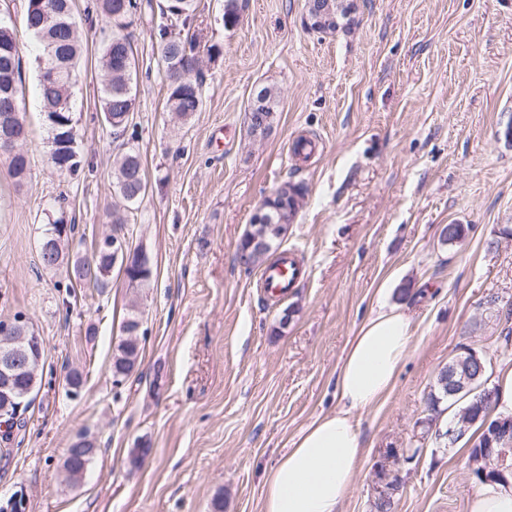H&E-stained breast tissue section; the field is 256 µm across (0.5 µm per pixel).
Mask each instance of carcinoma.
<instances>
[{
    "mask_svg": "<svg viewBox=\"0 0 512 512\" xmlns=\"http://www.w3.org/2000/svg\"><path fill=\"white\" fill-rule=\"evenodd\" d=\"M151 7V0H98L106 34L101 40L98 54L99 63L105 73L99 102L101 119L112 129L114 138L126 135L130 122L125 115L135 112L137 98V70L135 49L129 28L136 16ZM197 0H166L162 9L163 21L151 31L159 61L169 91L167 105L170 111L187 118L200 111L202 106L201 84L192 78L198 69L199 42L195 35H181L195 18ZM239 0H225L224 28L235 27L241 16ZM23 30L11 23L0 21V44L14 48V56H0V77L11 67H16V83L9 103L0 97V126L9 124L16 127L22 137L15 143L20 147L27 140V127L23 119L21 99V58L20 33L33 36L40 44L44 60L50 59V50L64 68V76L52 82L44 75H38V94L44 112L51 140L49 161L61 173H74L81 166L75 123H73V88L76 81L70 79L75 73L77 62L83 53V45L74 15V0H26L22 18ZM261 104L254 111V118L267 116L276 119L278 106L277 93L262 88L257 92ZM116 188L119 197L129 206L135 205L145 194L147 181L141 158L129 149L120 155L115 170ZM284 193L274 191L272 205L282 211L286 223L250 224L246 228L236 252V262L250 272L266 265L270 257L281 246L288 230V223L295 217L306 188L301 183L284 182ZM260 240V245H251L252 239ZM73 276L77 283L94 288L108 287L112 279V255L101 248H94L91 256L74 262ZM141 347L128 340L120 341L112 359V376L119 383L124 371L133 370L140 356ZM457 401L450 398L445 390L434 385L425 400L426 410L436 412L440 403ZM484 444L483 435H478L469 448V462L475 464L472 474L479 482L501 480L486 463L478 461V450Z\"/></svg>",
    "mask_w": 512,
    "mask_h": 512,
    "instance_id": "obj_1",
    "label": "carcinoma"
}]
</instances>
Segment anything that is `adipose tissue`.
<instances>
[{"label":"adipose tissue","instance_id":"1","mask_svg":"<svg viewBox=\"0 0 512 512\" xmlns=\"http://www.w3.org/2000/svg\"><path fill=\"white\" fill-rule=\"evenodd\" d=\"M411 337V318L397 307L361 325L338 370L339 410L316 418L267 467L261 512H341L364 453L353 414L391 391Z\"/></svg>","mask_w":512,"mask_h":512}]
</instances>
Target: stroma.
Listing matches in <instances>:
<instances>
[{
	"mask_svg": "<svg viewBox=\"0 0 512 512\" xmlns=\"http://www.w3.org/2000/svg\"><path fill=\"white\" fill-rule=\"evenodd\" d=\"M354 21L306 23V0H245L224 29V0H201L202 109L182 119L149 18L131 28L139 64L126 139L148 182L123 232L145 251L148 286L113 276L70 289L43 269L49 221L76 219L71 255L112 231L119 143L101 121L95 0H76L84 44L74 88L83 157L72 174L49 162L37 96L40 48L23 39L31 174L16 185L0 158V321L23 317L43 343L34 400L0 440V507L22 512H260L261 468L317 417L334 413L336 371L381 303L414 333L393 390L355 412L364 456L342 512H375L381 477L399 474L392 512H470L478 487L464 443L440 446L447 404L424 409L461 347L508 362L501 311L512 307V0H349ZM273 88L277 118L250 136L254 90ZM315 154L292 152L296 139ZM286 181L307 194L282 243L306 276L273 301L235 261L264 196ZM465 228L445 243L444 225ZM496 306H489V299ZM137 308V370L114 385L120 323ZM83 374L70 395L65 378ZM99 448L80 481L63 463L77 435ZM149 454L130 457L137 444Z\"/></svg>",
	"mask_w": 512,
	"mask_h": 512,
	"instance_id": "35a3bbf8",
	"label": "stroma"
}]
</instances>
